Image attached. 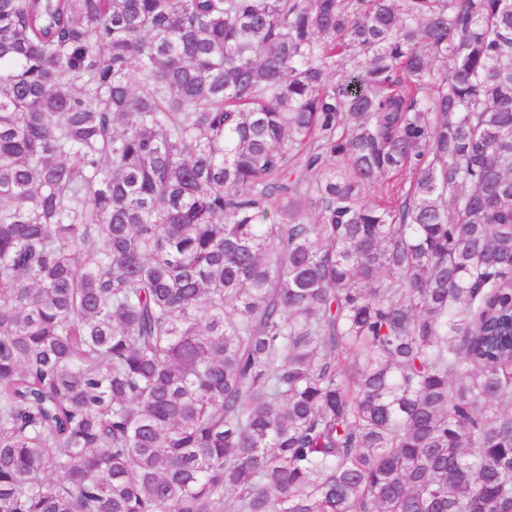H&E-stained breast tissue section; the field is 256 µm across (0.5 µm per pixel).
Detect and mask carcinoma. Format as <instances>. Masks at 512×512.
Wrapping results in <instances>:
<instances>
[{
  "instance_id": "obj_1",
  "label": "carcinoma",
  "mask_w": 512,
  "mask_h": 512,
  "mask_svg": "<svg viewBox=\"0 0 512 512\" xmlns=\"http://www.w3.org/2000/svg\"><path fill=\"white\" fill-rule=\"evenodd\" d=\"M0 512H512V0H0Z\"/></svg>"
}]
</instances>
